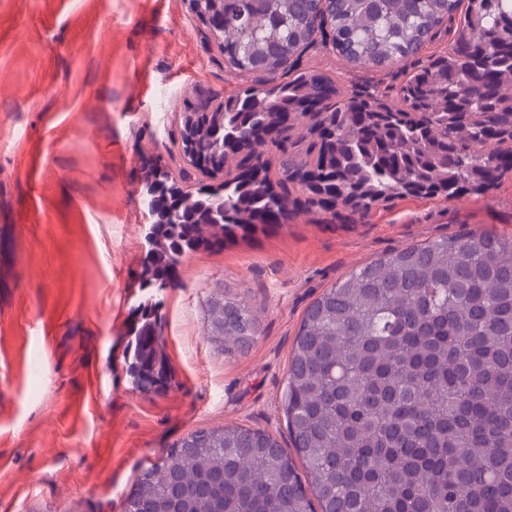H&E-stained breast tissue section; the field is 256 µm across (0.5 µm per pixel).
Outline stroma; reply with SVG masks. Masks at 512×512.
Returning a JSON list of instances; mask_svg holds the SVG:
<instances>
[{"label": "stroma", "mask_w": 512, "mask_h": 512, "mask_svg": "<svg viewBox=\"0 0 512 512\" xmlns=\"http://www.w3.org/2000/svg\"><path fill=\"white\" fill-rule=\"evenodd\" d=\"M295 68L334 73L348 95L407 74L318 44ZM250 83L225 67L188 0H0V512H122L141 469L196 429L233 423L287 441L289 354L326 288L406 244L512 236L509 175L479 196L303 215L186 253L159 309L172 386L140 396L123 352L145 165L169 161L185 101ZM219 288L261 312L245 351L206 339Z\"/></svg>", "instance_id": "35a3bbf8"}]
</instances>
